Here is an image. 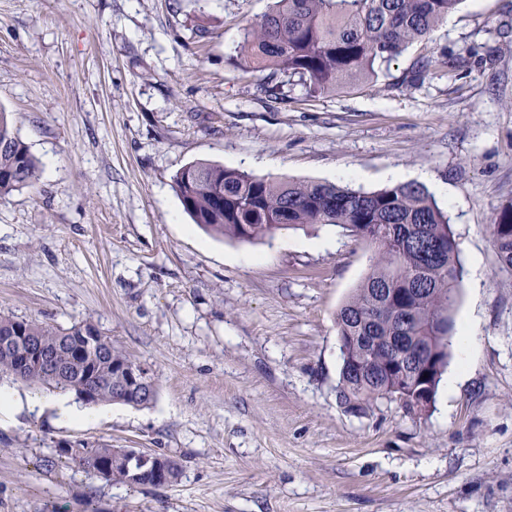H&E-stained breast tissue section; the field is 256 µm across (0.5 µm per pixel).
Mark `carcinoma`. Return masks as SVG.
<instances>
[{
	"label": "carcinoma",
	"instance_id": "cac0c4a2",
	"mask_svg": "<svg viewBox=\"0 0 512 512\" xmlns=\"http://www.w3.org/2000/svg\"><path fill=\"white\" fill-rule=\"evenodd\" d=\"M465 0H273L272 8L247 22L236 47L245 69L267 72L260 92L276 95L286 85L307 95H327L378 78L411 45L428 38ZM459 57L441 53L417 59L411 80L432 68L457 77ZM37 158L15 135L0 110V200L36 184ZM184 211L208 232L231 241L253 242L284 229L333 225L374 247L370 270L337 313L343 362L355 361L363 374L340 370L342 404L356 399L371 407L399 387L411 392L429 366L443 336L449 348L455 332L453 310L459 283L458 245L448 213L418 182H399L366 191L329 182L254 176L210 161H196L173 178ZM500 269L512 271V203L491 224ZM100 337L90 349L84 336ZM33 336L49 362L23 364L28 344L0 348V370L21 380L94 392L92 402L129 403L119 369L134 362L89 321L66 330L0 316V336ZM88 472L107 470L105 479L165 487L176 483L179 463L157 455L151 467L126 461L123 449L77 442L58 451Z\"/></svg>",
	"mask_w": 512,
	"mask_h": 512
}]
</instances>
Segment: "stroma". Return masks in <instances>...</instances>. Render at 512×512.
I'll return each mask as SVG.
<instances>
[{"mask_svg": "<svg viewBox=\"0 0 512 512\" xmlns=\"http://www.w3.org/2000/svg\"><path fill=\"white\" fill-rule=\"evenodd\" d=\"M271 0H0V109L42 165L0 202V314L90 320L154 379L147 407L62 424L63 397L0 372V512H512V273L491 229L512 202V0H464L373 84L257 91L233 56ZM463 57L408 79L417 57ZM208 160L374 190L424 180L459 245L448 374L430 409L339 401L336 314L373 251L332 225L245 243L172 188ZM167 455L179 481L116 483L62 441Z\"/></svg>", "mask_w": 512, "mask_h": 512, "instance_id": "35a3bbf8", "label": "stroma"}]
</instances>
